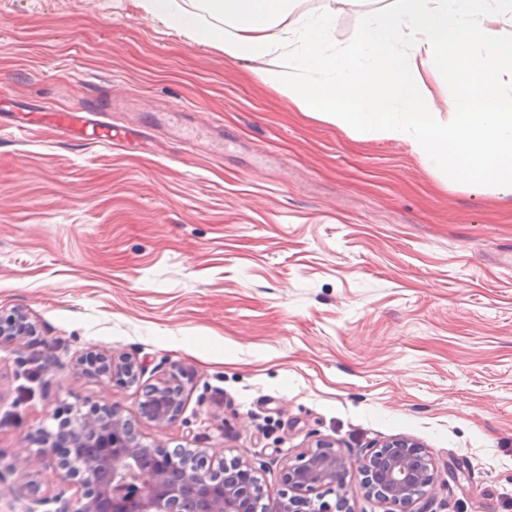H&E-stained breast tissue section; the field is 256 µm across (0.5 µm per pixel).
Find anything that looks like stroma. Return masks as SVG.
Returning <instances> with one entry per match:
<instances>
[{
	"mask_svg": "<svg viewBox=\"0 0 512 512\" xmlns=\"http://www.w3.org/2000/svg\"><path fill=\"white\" fill-rule=\"evenodd\" d=\"M391 0H345L333 39ZM265 60L169 29L136 0H0V94L82 108L128 99L105 147L0 121V512L79 490L40 441L115 404L144 443L257 470L267 500L316 439L357 459L425 448L430 512H512V198L454 184L400 141H360L261 85ZM127 356L122 385L82 360ZM187 375L162 428L148 385ZM324 501L387 512L358 473Z\"/></svg>",
	"mask_w": 512,
	"mask_h": 512,
	"instance_id": "stroma-1",
	"label": "stroma"
}]
</instances>
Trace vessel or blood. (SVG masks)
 Instances as JSON below:
<instances>
[{"mask_svg": "<svg viewBox=\"0 0 512 512\" xmlns=\"http://www.w3.org/2000/svg\"><path fill=\"white\" fill-rule=\"evenodd\" d=\"M113 108L112 102L98 104L92 111L72 110L61 106H44L39 111L28 112L18 117L14 127L25 132L29 126L48 123L58 132L71 138L91 137L96 143L113 145L128 140L135 131L129 127L112 124L107 114Z\"/></svg>", "mask_w": 512, "mask_h": 512, "instance_id": "obj_1", "label": "vessel or blood"}]
</instances>
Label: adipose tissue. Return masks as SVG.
Returning <instances> with one entry per match:
<instances>
[{"label":"adipose tissue","instance_id":"adipose-tissue-1","mask_svg":"<svg viewBox=\"0 0 512 512\" xmlns=\"http://www.w3.org/2000/svg\"><path fill=\"white\" fill-rule=\"evenodd\" d=\"M167 27L217 43L228 58L263 59L257 80L301 112L355 139L406 143L456 184L512 196V0H393L357 39L331 43L339 0L291 20L294 0H200L217 23L178 0H138ZM455 91L431 105L427 77Z\"/></svg>","mask_w":512,"mask_h":512}]
</instances>
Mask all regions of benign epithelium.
Returning <instances> with one entry per match:
<instances>
[{
	"instance_id": "1",
	"label": "benign epithelium",
	"mask_w": 512,
	"mask_h": 512,
	"mask_svg": "<svg viewBox=\"0 0 512 512\" xmlns=\"http://www.w3.org/2000/svg\"><path fill=\"white\" fill-rule=\"evenodd\" d=\"M27 330L25 322L0 315V337L23 336ZM93 365L129 384L141 372L140 365L124 358ZM183 376L178 369L150 385L140 417L158 428L173 422L182 410ZM58 440L66 450L55 466L80 488L70 512H334L345 508L343 500L335 508L327 502L315 507L309 495L321 487L342 488L354 470L367 494L388 505V512H411L415 505L428 512L437 487L430 455L405 438L383 443L358 462L336 452L333 441L317 440L295 463L283 466L291 496L271 508L261 503V485L250 465L234 458L214 469L197 453L147 445L116 405L76 411L45 438L53 448Z\"/></svg>"
}]
</instances>
